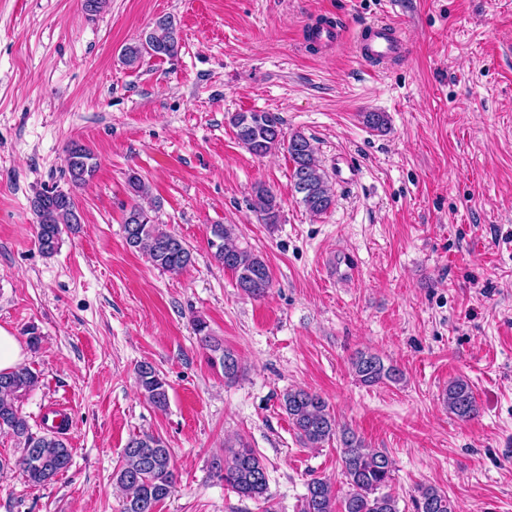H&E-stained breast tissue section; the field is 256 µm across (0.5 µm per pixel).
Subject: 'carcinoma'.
<instances>
[{
  "label": "carcinoma",
  "instance_id": "cac0c4a2",
  "mask_svg": "<svg viewBox=\"0 0 512 512\" xmlns=\"http://www.w3.org/2000/svg\"><path fill=\"white\" fill-rule=\"evenodd\" d=\"M178 48L175 20L165 16L136 42L124 47L122 60L125 65L133 66L146 54L173 57ZM230 124L239 143L256 156H265L287 145L293 163L291 187L301 195V202L310 213L320 215L334 205L327 175L304 134L295 132L285 136L280 118L271 112H236ZM65 163V176L75 187L88 184L98 168L93 151L77 140L67 144ZM31 208L37 217L38 246L45 255L57 250L63 230H76L81 224L73 195L54 187L38 192L31 200ZM253 208L261 214L264 223H279L276 195L261 184L254 187ZM123 233L129 248L142 253L162 271L177 274L194 263L189 247L155 223L152 209L141 204L134 203L126 209ZM208 247L212 258L234 274L237 288L246 295L260 298L272 287L269 266L260 255L237 242L232 226L212 225ZM192 323L201 346L210 352V364L220 367L226 381L236 380L240 364L234 352L212 336L203 318L195 317ZM351 367L369 385L384 381L397 383L403 379L399 369L385 365L374 354L358 353ZM137 381L149 404L162 411L168 407L167 382L153 365H139ZM37 383V374L26 365L0 372V429L17 438L20 456L15 467L32 486L47 483L72 465V450L63 429L34 433L22 414L21 403ZM446 402L449 412L460 419H471L477 414L474 392L465 379L448 383ZM282 407L298 437L308 447L318 448L335 435H341L340 459L348 490L340 498L329 481L313 478L307 483L300 512H399L397 498L387 491L393 467L386 453L366 447L350 430H338L327 401L315 392L290 390L283 395ZM214 470L224 485L241 497L258 499L268 491L266 464L258 451L241 438L225 447L224 457L214 462ZM113 477L126 493L123 512H154L156 504L170 496L176 484L169 448L161 438L148 433L129 438ZM413 504L415 512H454L448 495L431 485L416 488Z\"/></svg>",
  "mask_w": 512,
  "mask_h": 512
}]
</instances>
